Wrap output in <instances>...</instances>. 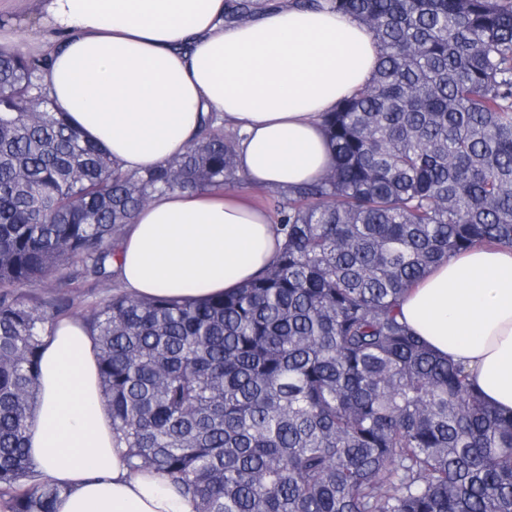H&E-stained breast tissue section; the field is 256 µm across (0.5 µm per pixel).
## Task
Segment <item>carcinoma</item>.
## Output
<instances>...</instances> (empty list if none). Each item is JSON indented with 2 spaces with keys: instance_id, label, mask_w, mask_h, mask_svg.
I'll list each match as a JSON object with an SVG mask.
<instances>
[{
  "instance_id": "carcinoma-1",
  "label": "carcinoma",
  "mask_w": 512,
  "mask_h": 512,
  "mask_svg": "<svg viewBox=\"0 0 512 512\" xmlns=\"http://www.w3.org/2000/svg\"><path fill=\"white\" fill-rule=\"evenodd\" d=\"M295 4L365 24L378 70L322 115L331 167L260 196L284 242L258 277L205 302L117 288L84 314L118 447L196 512H512V415L400 311L440 261L512 249V0ZM44 71L0 47V512L65 491L26 447L42 336L112 282L156 195L246 184L215 116L183 155L123 170L51 109ZM49 278L72 296L18 291Z\"/></svg>"
}]
</instances>
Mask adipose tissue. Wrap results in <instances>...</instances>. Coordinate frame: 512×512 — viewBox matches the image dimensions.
<instances>
[{
	"mask_svg": "<svg viewBox=\"0 0 512 512\" xmlns=\"http://www.w3.org/2000/svg\"><path fill=\"white\" fill-rule=\"evenodd\" d=\"M224 0H30L45 35L55 107L123 169L182 155L205 117L236 132L256 188L288 190L332 163L321 117L370 83L378 53L354 18L288 4L228 24ZM282 244L268 214L232 190L157 196L119 241L123 288L205 301L258 276ZM408 325L461 363L477 391L512 412V250L475 246L432 267L401 302ZM41 406L27 449L69 492L56 512H195L157 474L131 471L112 433L96 346L82 321L44 338Z\"/></svg>",
	"mask_w": 512,
	"mask_h": 512,
	"instance_id": "adipose-tissue-1",
	"label": "adipose tissue"
}]
</instances>
